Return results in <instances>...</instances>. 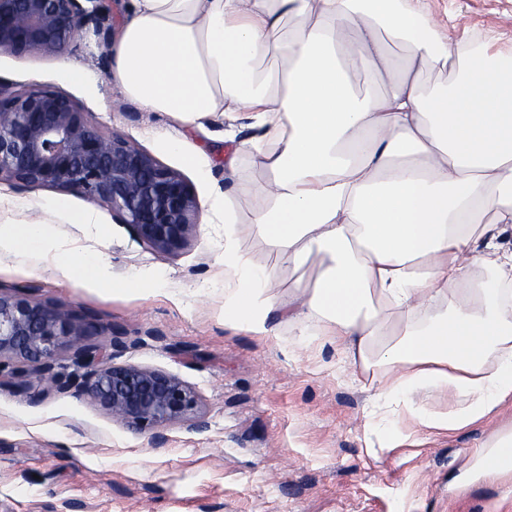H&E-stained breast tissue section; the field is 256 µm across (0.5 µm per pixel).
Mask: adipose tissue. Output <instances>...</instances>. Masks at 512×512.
Wrapping results in <instances>:
<instances>
[{
  "label": "adipose tissue",
  "instance_id": "adipose-tissue-1",
  "mask_svg": "<svg viewBox=\"0 0 512 512\" xmlns=\"http://www.w3.org/2000/svg\"><path fill=\"white\" fill-rule=\"evenodd\" d=\"M415 0H134L111 73L150 112L245 113L273 178L224 192V311L274 335L272 270L240 249L235 204L298 265L329 263L289 317L353 370L379 365L377 397L462 396L425 428L457 430L512 398V55L441 41ZM401 42L404 58L387 40ZM381 94H355L336 52ZM444 73L431 84L422 72ZM44 224L0 230V252L41 254ZM70 280L121 292L99 254L65 251ZM492 283L472 285L471 266Z\"/></svg>",
  "mask_w": 512,
  "mask_h": 512
}]
</instances>
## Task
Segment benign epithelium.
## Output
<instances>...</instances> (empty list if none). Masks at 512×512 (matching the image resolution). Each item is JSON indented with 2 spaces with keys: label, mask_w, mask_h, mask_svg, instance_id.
<instances>
[{
  "label": "benign epithelium",
  "mask_w": 512,
  "mask_h": 512,
  "mask_svg": "<svg viewBox=\"0 0 512 512\" xmlns=\"http://www.w3.org/2000/svg\"><path fill=\"white\" fill-rule=\"evenodd\" d=\"M97 14L82 0H0V49L17 55L54 54L66 49ZM27 186L76 188L93 202L112 208L145 242L161 250L188 244L199 230L200 206L191 184L134 143L106 135L65 94L9 91L0 81V178ZM78 326L63 306L33 303L17 291L0 292V359L17 357L50 375L35 390H74L87 396L129 429L150 432L160 444L171 425L207 427L195 391L169 372L113 363L122 345L79 344L73 351L81 373L53 372L58 348Z\"/></svg>",
  "instance_id": "obj_1"
}]
</instances>
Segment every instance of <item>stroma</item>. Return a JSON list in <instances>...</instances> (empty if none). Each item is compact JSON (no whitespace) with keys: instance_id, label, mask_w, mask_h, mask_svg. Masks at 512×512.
Wrapping results in <instances>:
<instances>
[{"instance_id":"35a3bbf8","label":"stroma","mask_w":512,"mask_h":512,"mask_svg":"<svg viewBox=\"0 0 512 512\" xmlns=\"http://www.w3.org/2000/svg\"><path fill=\"white\" fill-rule=\"evenodd\" d=\"M452 42L479 40L512 52V0H420ZM82 69L71 80L69 67ZM0 81L75 100L104 133L131 141L192 185L200 226L184 247L161 251L120 223L111 208L77 189L0 181V225L50 227L41 256L0 255V291L64 304L84 341L119 337L113 361L177 375L200 397L202 432L176 424L167 439L131 431L86 397L49 391L32 401L39 377L16 359L0 372V512H512V473L483 480L475 448L512 430V402L448 431L419 426L403 403L376 400L379 371L358 374L331 348L296 345L282 320L258 338L224 320V203L213 184L268 179L249 145L245 120L221 114L191 125L145 111L110 77L104 34L83 28L54 55L0 51ZM182 150H173V143ZM90 213L75 224L73 213ZM239 245L254 264L275 268L280 302L295 281L313 283L327 257L283 264L256 234L251 207L237 209ZM103 252L110 275L151 273L155 289L115 294L69 280L52 255ZM293 342L292 352L281 349Z\"/></svg>"}]
</instances>
